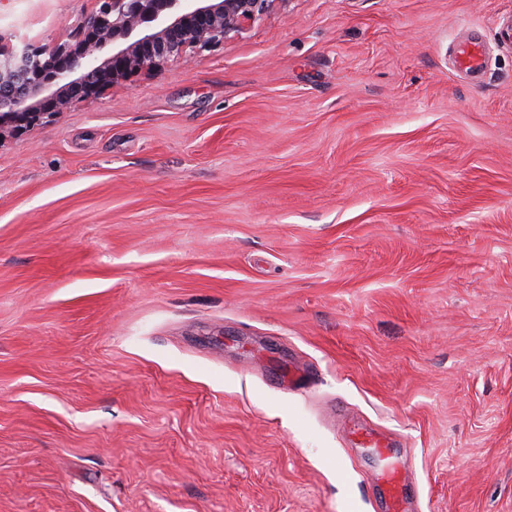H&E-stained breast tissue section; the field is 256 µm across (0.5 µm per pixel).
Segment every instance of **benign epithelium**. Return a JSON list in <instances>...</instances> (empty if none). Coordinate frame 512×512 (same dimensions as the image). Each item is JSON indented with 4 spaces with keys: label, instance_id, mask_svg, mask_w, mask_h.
<instances>
[{
    "label": "benign epithelium",
    "instance_id": "7a95c632",
    "mask_svg": "<svg viewBox=\"0 0 512 512\" xmlns=\"http://www.w3.org/2000/svg\"><path fill=\"white\" fill-rule=\"evenodd\" d=\"M73 44L26 47L0 58V138L47 122L73 101L148 74L193 49L224 44L278 0H100ZM130 43L96 55L109 41Z\"/></svg>",
    "mask_w": 512,
    "mask_h": 512
}]
</instances>
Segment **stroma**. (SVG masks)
<instances>
[{"label": "stroma", "mask_w": 512, "mask_h": 512, "mask_svg": "<svg viewBox=\"0 0 512 512\" xmlns=\"http://www.w3.org/2000/svg\"><path fill=\"white\" fill-rule=\"evenodd\" d=\"M348 419L512 512V0H277L0 139V512H387ZM459 62L466 72L480 73L484 69V53L475 45H464L459 51Z\"/></svg>", "instance_id": "1"}]
</instances>
